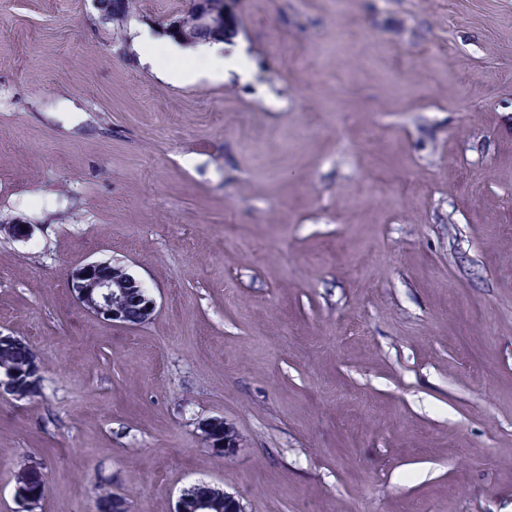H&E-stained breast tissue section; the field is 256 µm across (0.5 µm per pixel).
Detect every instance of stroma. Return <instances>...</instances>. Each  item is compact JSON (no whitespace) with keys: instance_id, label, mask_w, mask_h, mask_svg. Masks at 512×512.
I'll list each match as a JSON object with an SVG mask.
<instances>
[{"instance_id":"stroma-1","label":"stroma","mask_w":512,"mask_h":512,"mask_svg":"<svg viewBox=\"0 0 512 512\" xmlns=\"http://www.w3.org/2000/svg\"><path fill=\"white\" fill-rule=\"evenodd\" d=\"M189 7L0 0V332L43 378L0 512L28 465L36 512H512V0H224L251 79L180 86L135 39ZM95 260L148 323L75 301ZM100 13L105 21L112 22L115 28L124 27L129 16L138 10L139 0H99ZM69 288L84 310L104 322L135 328L149 322L156 311L154 299L142 289L146 288L143 282L110 261L76 268ZM206 446L213 452L231 456L241 447L242 437L236 428L223 418L213 417L199 423L198 426ZM15 490L26 495L36 497L39 501L43 500L46 494L44 481L40 476L28 473L24 468L15 475ZM211 490L206 495L195 496L194 498H183V489L178 496L173 512H185L191 510L192 512H215V509L222 506L224 500V512H243L244 509L240 501L231 493L205 482ZM222 508H219L221 510Z\"/></svg>"}]
</instances>
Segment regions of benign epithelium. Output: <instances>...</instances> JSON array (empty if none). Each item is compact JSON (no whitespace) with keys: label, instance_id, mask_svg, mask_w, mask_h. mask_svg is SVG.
I'll use <instances>...</instances> for the list:
<instances>
[{"label":"benign epithelium","instance_id":"7a95c632","mask_svg":"<svg viewBox=\"0 0 512 512\" xmlns=\"http://www.w3.org/2000/svg\"><path fill=\"white\" fill-rule=\"evenodd\" d=\"M198 27L224 30V14L213 10L210 0H192L186 19L171 20L164 32L191 39ZM69 288L84 310L104 322L135 328L149 322L156 311V303L145 294L143 282L110 261L88 262L76 268ZM29 394L14 375L0 374L1 396L23 399ZM199 430L206 446L215 453L231 456L241 447L239 432L220 417L202 421ZM209 489L210 493L194 498L178 496L173 512H215L221 504L224 512H243L234 495L213 484Z\"/></svg>","mask_w":512,"mask_h":512}]
</instances>
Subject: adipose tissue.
I'll return each mask as SVG.
<instances>
[{"instance_id": "1", "label": "adipose tissue", "mask_w": 512, "mask_h": 512, "mask_svg": "<svg viewBox=\"0 0 512 512\" xmlns=\"http://www.w3.org/2000/svg\"><path fill=\"white\" fill-rule=\"evenodd\" d=\"M136 43L140 48V60L144 66L152 71H160L162 56L181 57L191 56L195 59V66L170 72L169 77L183 85L194 84L198 78L206 76L213 80L224 77L226 62H234L239 73H246L247 67L243 56L239 52H226L224 42L198 44L186 48L180 42L170 37L154 40L147 36L137 37Z\"/></svg>"}]
</instances>
